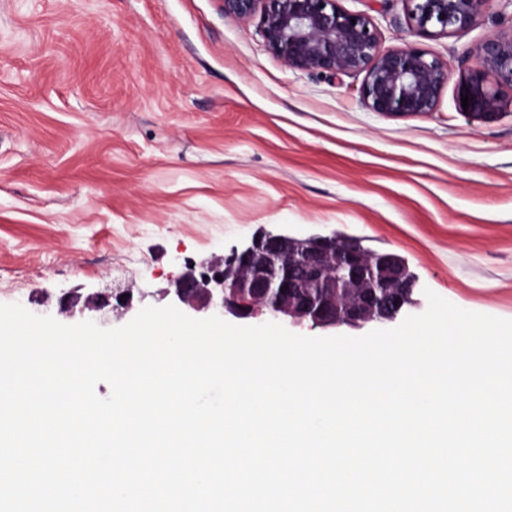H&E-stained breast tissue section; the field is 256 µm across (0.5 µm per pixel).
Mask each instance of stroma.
Masks as SVG:
<instances>
[{"label": "stroma", "mask_w": 512, "mask_h": 512, "mask_svg": "<svg viewBox=\"0 0 512 512\" xmlns=\"http://www.w3.org/2000/svg\"><path fill=\"white\" fill-rule=\"evenodd\" d=\"M368 12L384 46L413 42L401 0ZM512 23L487 0L477 24L423 47L451 77L434 112L391 117L361 77L286 67L256 20L222 0H0V304L60 323L67 292H129V323L165 307L186 260L260 229L333 233L399 255L425 290L512 319V107L460 111L470 51Z\"/></svg>", "instance_id": "35a3bbf8"}]
</instances>
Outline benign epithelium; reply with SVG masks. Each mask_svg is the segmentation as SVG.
Masks as SVG:
<instances>
[{
	"label": "benign epithelium",
	"mask_w": 512,
	"mask_h": 512,
	"mask_svg": "<svg viewBox=\"0 0 512 512\" xmlns=\"http://www.w3.org/2000/svg\"><path fill=\"white\" fill-rule=\"evenodd\" d=\"M410 32L424 39L450 37L474 27L488 0H402ZM224 14L259 16L268 52L285 66L340 79L363 76L360 94L372 112L391 116L435 111L448 84V62L408 43L382 44L372 17L339 0H224ZM475 65L457 83V99L468 97L465 116L479 122L506 105L512 91V24L473 49ZM416 280L392 252L368 253L353 238H298L259 231L209 263H185L174 281L171 302L196 316H231L247 324L276 322L311 329L360 328L396 320L415 305ZM355 298L339 299L350 290ZM121 295L94 293L81 312L90 319Z\"/></svg>",
	"instance_id": "benign-epithelium-1"
}]
</instances>
